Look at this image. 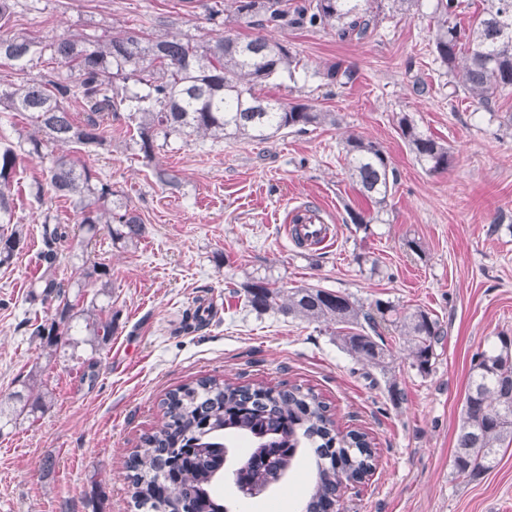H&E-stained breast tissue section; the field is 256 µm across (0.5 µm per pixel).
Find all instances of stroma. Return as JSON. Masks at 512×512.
I'll return each instance as SVG.
<instances>
[{
    "mask_svg": "<svg viewBox=\"0 0 512 512\" xmlns=\"http://www.w3.org/2000/svg\"><path fill=\"white\" fill-rule=\"evenodd\" d=\"M214 4L15 0L10 27L42 43L103 40L128 28L208 39L224 32ZM435 4L419 0L405 14L383 8L361 40L320 27L270 30L300 66L267 95L334 113L335 124L263 143L159 139L146 158L125 117L114 118L108 143L74 156L138 209L146 226L138 245L112 242L104 231L86 240L71 200L36 195L46 161L22 159L10 186L22 243L0 267V401L32 377L51 403L42 416L0 430V512H131L127 460L160 419L165 395L203 377L313 387L341 430L366 432L375 472L343 490L341 512H512V445L473 481L453 470L471 358L498 334L512 336V127L503 123L512 91L489 109L454 93L431 47ZM337 62L354 71L353 82L327 83L323 74ZM404 114L448 146V170L417 163L399 135ZM351 134L381 146L398 174L383 211L350 177L342 142ZM163 171L176 184L161 183ZM305 209L327 226L326 245L291 238L287 226ZM352 210L372 216L368 230L349 223ZM48 221L69 228L55 246V278L72 303L88 307L73 284L84 261L102 262L112 286L96 302L119 315L110 342L95 348L77 318L80 344L68 356L31 334L54 312L53 303L30 299ZM264 276L366 305L428 310L445 331L432 372H417L396 334L385 336L391 357L381 370L341 349L325 324L251 310L239 289ZM393 386L402 401L391 400ZM312 480L304 459L258 497H239L229 478L220 490L233 512H302Z\"/></svg>",
    "mask_w": 512,
    "mask_h": 512,
    "instance_id": "stroma-1",
    "label": "stroma"
}]
</instances>
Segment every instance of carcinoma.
Instances as JSON below:
<instances>
[{
  "label": "carcinoma",
  "instance_id": "1",
  "mask_svg": "<svg viewBox=\"0 0 512 512\" xmlns=\"http://www.w3.org/2000/svg\"><path fill=\"white\" fill-rule=\"evenodd\" d=\"M512 0H486L471 27L470 53L458 64L460 32L452 23L458 0H437L432 29L433 52L448 74L474 103L484 107L496 94L512 90ZM378 0H305L293 10L283 0H224V34L207 40L161 36L146 38L125 31L103 43L85 44L60 37L48 45L51 58L69 67L70 74L25 80L0 90V113L21 112L41 133L27 139L26 153L51 155L46 182L59 197L71 198L81 215L80 226L97 234L107 228L114 242L136 245L145 233L138 210L112 199V187L92 182L91 171L71 155L73 147L102 146L109 139V120L122 110L138 130L140 151L152 157L154 142L171 135L267 141L285 130L304 132L336 118L299 102L273 100L264 89L277 78L293 77L296 56L263 35L241 39L232 33L242 20L264 30L284 26H318L336 31L338 39H363L376 27ZM14 0H0V60L24 68L44 47L34 39L13 34L9 23ZM324 77L346 85L354 73L334 64ZM134 80L148 88L143 95L119 92L116 81ZM80 99L85 112L74 119L66 102ZM401 137L416 161L428 172L448 169V146L421 131L409 116L398 120ZM351 178L359 192L379 210L387 206L398 181L383 149L351 135L343 144ZM20 154L12 147L0 150V266L10 264L21 242L12 226L13 199L9 185ZM45 271L33 297L55 301L49 323L36 325L31 335L47 347H58L71 335L77 315L53 277V245L65 237L58 227L44 228ZM80 288L105 293L111 287L106 264L84 271ZM247 303L259 311L276 310L336 326V341L348 353L375 367L389 364L383 331L404 337L421 374L430 372L444 330L426 310L402 313L397 306L376 301L364 306L351 295L316 287L281 288L265 278L244 286ZM118 316L92 320L94 341L106 343L117 330ZM0 407V430L22 416L48 409L49 393L32 395L26 383ZM248 436L254 446L246 462L235 470L239 491L252 495L279 482L309 444L321 462L307 492L305 512H336L341 488L358 481L375 465L376 451L366 434L343 432L328 404L312 388L300 385L271 387L263 383L239 385L204 378L167 393L162 418L141 437L140 450L126 463L127 479L137 512H231L214 496L213 484L224 476V437ZM512 443V337L497 336L489 348L474 354L469 389L462 408L454 472L471 480L496 468L502 444Z\"/></svg>",
  "mask_w": 512,
  "mask_h": 512
}]
</instances>
